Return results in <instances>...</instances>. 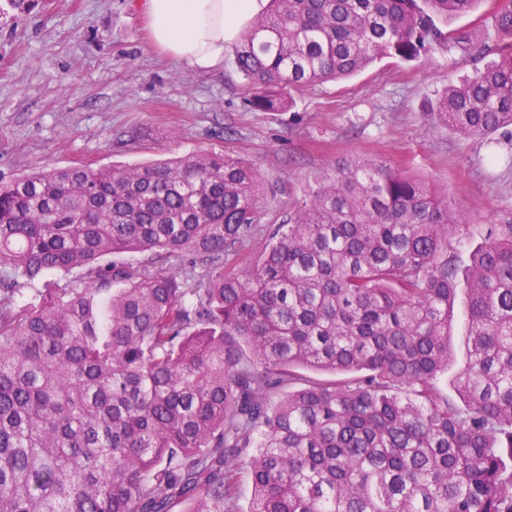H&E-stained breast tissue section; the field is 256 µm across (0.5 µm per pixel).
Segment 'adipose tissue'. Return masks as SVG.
Listing matches in <instances>:
<instances>
[{"label": "adipose tissue", "mask_w": 512, "mask_h": 512, "mask_svg": "<svg viewBox=\"0 0 512 512\" xmlns=\"http://www.w3.org/2000/svg\"><path fill=\"white\" fill-rule=\"evenodd\" d=\"M266 0H141L156 45L172 59L204 72L220 69L240 33Z\"/></svg>", "instance_id": "adipose-tissue-1"}]
</instances>
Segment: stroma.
<instances>
[{"mask_svg":"<svg viewBox=\"0 0 512 512\" xmlns=\"http://www.w3.org/2000/svg\"><path fill=\"white\" fill-rule=\"evenodd\" d=\"M474 66L462 44L414 62L386 57L265 111L248 105L232 66L201 72L164 54L139 0H40L26 12L0 0V175L223 153L261 173L267 225L283 222L313 174L366 156L421 176L470 217L457 246L465 265L493 216L512 208V163L429 116L445 84Z\"/></svg>","mask_w":512,"mask_h":512,"instance_id":"stroma-1","label":"stroma"}]
</instances>
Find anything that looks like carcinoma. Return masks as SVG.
Masks as SVG:
<instances>
[{"label":"carcinoma","mask_w":512,"mask_h":512,"mask_svg":"<svg viewBox=\"0 0 512 512\" xmlns=\"http://www.w3.org/2000/svg\"><path fill=\"white\" fill-rule=\"evenodd\" d=\"M480 2L272 0L232 65L282 111L457 40L498 60L430 115L512 141V0L481 34L442 30ZM263 195L222 153L0 177V512H512V210L461 268L448 196L356 158L224 270ZM49 270L73 278L32 287Z\"/></svg>","instance_id":"obj_1"}]
</instances>
